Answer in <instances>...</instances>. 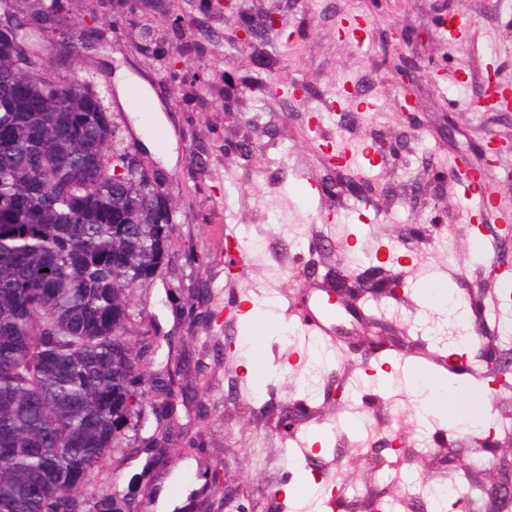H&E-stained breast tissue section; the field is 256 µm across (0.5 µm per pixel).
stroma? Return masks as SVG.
Listing matches in <instances>:
<instances>
[{
	"instance_id": "obj_1",
	"label": "stroma",
	"mask_w": 512,
	"mask_h": 512,
	"mask_svg": "<svg viewBox=\"0 0 512 512\" xmlns=\"http://www.w3.org/2000/svg\"><path fill=\"white\" fill-rule=\"evenodd\" d=\"M241 0L244 17L274 14L261 43L244 48L212 0H62L42 33L51 52L76 48L61 78L93 76L111 85L116 71L145 80L158 99L175 157L142 148L132 111L112 98L109 112L123 143L138 144L143 165L162 182L175 210L169 227L171 264L132 299L125 336L157 346V361L199 366L193 390L175 393L148 417L140 438L124 441L121 468L104 461L110 486L127 489L144 467L153 485L140 488V512H158L157 489L173 481L201 491L204 474L220 473L239 491L247 512H371L375 496L391 512H431L419 487L451 482L471 467L481 484L512 479L500 467L512 456L502 424L512 421V351H503L506 387L490 400L499 428L458 432L436 420L420 423L415 365L453 369L458 384L473 379L481 348L496 324L484 304L502 299L512 314V234L474 220L473 200L452 176L459 155H476L484 140L512 134V109L482 111L477 102L490 74L512 86V0ZM368 14L364 43L339 31L343 18ZM466 17L462 42L439 34L443 22ZM398 26L414 38L405 56L416 61L420 129L402 115L403 89L385 63L386 34ZM176 67H169L170 56ZM468 80L458 85L457 71ZM275 83L278 95L249 93L224 109V75ZM307 86L306 100L289 96ZM248 153L234 150L237 142ZM352 148L335 169L329 149ZM371 156H363V147ZM351 245H336L339 234ZM245 255L243 269L224 264L226 236ZM457 261L447 264L444 242ZM336 271L372 282L359 301L362 320L337 307L339 346L320 364L315 392L301 386L311 356L297 304L312 283ZM446 273L461 295L477 342L456 351L422 330L445 322L421 294L425 279ZM401 277L399 295L384 280ZM207 288L206 300L197 289ZM232 313H225V305ZM283 314L285 330L270 338L267 373L251 378L243 342L246 318ZM341 384L342 396L329 395ZM304 407L290 431L277 429L284 410ZM431 446L418 448L420 432ZM498 452L484 447L485 439ZM308 490L306 502L288 497Z\"/></svg>"
}]
</instances>
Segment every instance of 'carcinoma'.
Masks as SVG:
<instances>
[{"instance_id":"cac0c4a2","label":"carcinoma","mask_w":512,"mask_h":512,"mask_svg":"<svg viewBox=\"0 0 512 512\" xmlns=\"http://www.w3.org/2000/svg\"><path fill=\"white\" fill-rule=\"evenodd\" d=\"M43 49L23 23L0 41V512H113L112 493L90 502L72 486L99 478L121 400L152 364V343L132 346L114 314L157 267L159 225L148 190L112 181L106 103L15 64ZM18 85L38 108L13 98ZM176 376L189 364L154 371L155 392ZM455 488L484 493L466 467Z\"/></svg>"}]
</instances>
